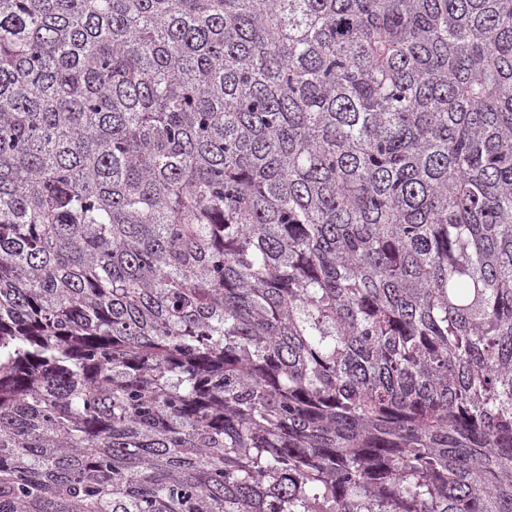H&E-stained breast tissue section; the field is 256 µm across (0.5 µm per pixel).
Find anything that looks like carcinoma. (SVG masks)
<instances>
[{
  "label": "carcinoma",
  "instance_id": "cac0c4a2",
  "mask_svg": "<svg viewBox=\"0 0 512 512\" xmlns=\"http://www.w3.org/2000/svg\"><path fill=\"white\" fill-rule=\"evenodd\" d=\"M0 512H512V0H0Z\"/></svg>",
  "mask_w": 512,
  "mask_h": 512
}]
</instances>
